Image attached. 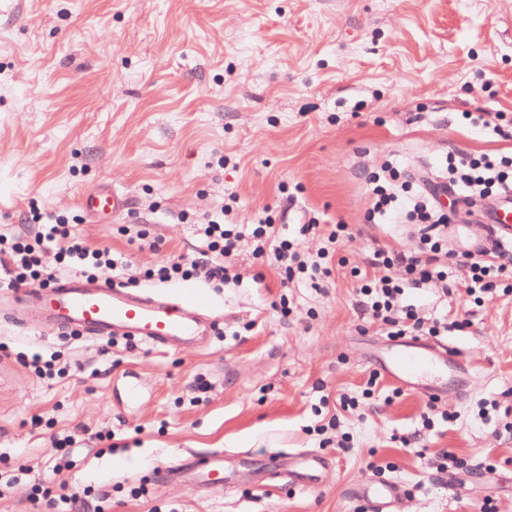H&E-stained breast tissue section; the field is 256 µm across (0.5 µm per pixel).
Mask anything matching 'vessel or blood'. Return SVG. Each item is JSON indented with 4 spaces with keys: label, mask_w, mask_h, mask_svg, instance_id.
I'll return each mask as SVG.
<instances>
[{
    "label": "vessel or blood",
    "mask_w": 512,
    "mask_h": 512,
    "mask_svg": "<svg viewBox=\"0 0 512 512\" xmlns=\"http://www.w3.org/2000/svg\"><path fill=\"white\" fill-rule=\"evenodd\" d=\"M82 208L98 218L119 214L124 199L110 190H92L81 199ZM14 317L38 318L65 329H77L92 339L126 336L141 343L176 350L186 346H203L210 342L215 323L206 312L210 300L201 291H181L168 295L118 288L105 281L64 278L54 285L37 290L20 289L14 295ZM381 364L388 376L411 391L424 392L437 399L434 387H423L422 378L431 370L442 372L458 388H466L470 370L458 350L447 343H433L411 336L390 345L381 354ZM296 468L281 471L278 461H270L265 471L269 480H286L296 486H312L330 464L322 453H299ZM169 476L188 479L205 489L223 487L224 453L214 451L181 459L170 468ZM404 493L393 479H367L352 485L351 497L366 502L371 512H393Z\"/></svg>",
    "instance_id": "obj_1"
}]
</instances>
